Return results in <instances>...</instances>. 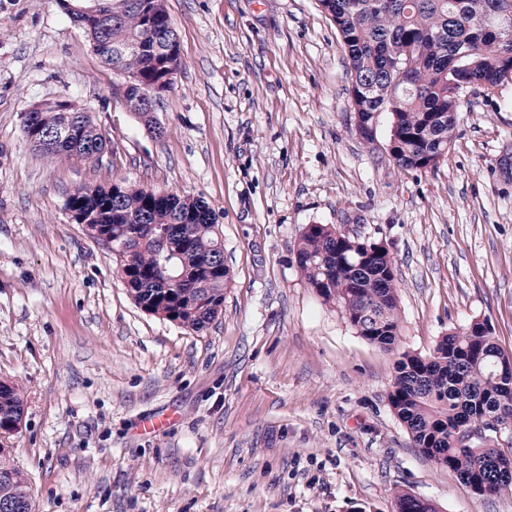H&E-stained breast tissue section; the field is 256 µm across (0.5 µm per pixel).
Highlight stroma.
<instances>
[{
    "mask_svg": "<svg viewBox=\"0 0 512 512\" xmlns=\"http://www.w3.org/2000/svg\"><path fill=\"white\" fill-rule=\"evenodd\" d=\"M181 66L150 137L57 0H0V380L26 393L0 441L35 512H512L418 448L388 403L400 353L487 321L512 354V83L468 93L437 167L398 169L391 118L355 131L348 61L317 0H165ZM71 96L111 142L51 160L33 106ZM123 180L202 196L233 280L200 333L129 296L66 204ZM309 224L384 242L395 349L303 283ZM157 413L169 426L138 432Z\"/></svg>",
    "mask_w": 512,
    "mask_h": 512,
    "instance_id": "obj_1",
    "label": "stroma"
}]
</instances>
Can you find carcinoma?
<instances>
[{
    "label": "carcinoma",
    "instance_id": "carcinoma-1",
    "mask_svg": "<svg viewBox=\"0 0 512 512\" xmlns=\"http://www.w3.org/2000/svg\"><path fill=\"white\" fill-rule=\"evenodd\" d=\"M349 59L353 112L369 123L391 116L389 156L401 170L437 166L455 136L465 82L491 97L512 82V0H318ZM92 36L104 62L116 63L147 91L167 75L168 42L178 37L165 0H98ZM66 105L82 117L69 142L44 149L50 159L86 157L109 141L72 100L45 105L27 136L45 135L62 121ZM75 223L94 241L108 235L117 272L144 311L199 333L224 306L231 271L217 219L200 197L114 183L82 187L69 197ZM334 224H308L294 248L307 287L339 306L369 343L385 350L399 335L397 284L388 250ZM512 364L488 322L475 320L442 337L426 355L404 352L388 393L391 409L415 447L454 472L479 496L512 490V441L461 445L462 431L493 416L512 428V386L500 379ZM24 393L0 390V430L19 432ZM397 512H436L409 493L396 497ZM0 512H33L27 476L0 448Z\"/></svg>",
    "mask_w": 512,
    "mask_h": 512
}]
</instances>
